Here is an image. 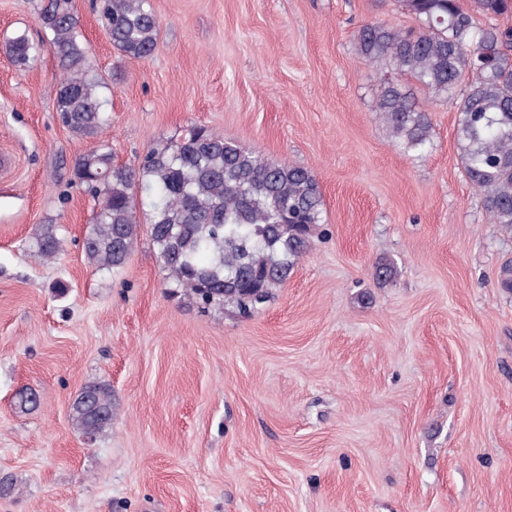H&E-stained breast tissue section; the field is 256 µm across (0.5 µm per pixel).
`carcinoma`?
I'll list each match as a JSON object with an SVG mask.
<instances>
[{
	"instance_id": "obj_1",
	"label": "carcinoma",
	"mask_w": 512,
	"mask_h": 512,
	"mask_svg": "<svg viewBox=\"0 0 512 512\" xmlns=\"http://www.w3.org/2000/svg\"><path fill=\"white\" fill-rule=\"evenodd\" d=\"M396 3L416 26L368 22L354 41L358 57L381 70L376 111L402 149L422 155L433 148L430 110L399 78L452 106L465 175L482 194L490 223L512 230V29L498 24L512 14V0H472L469 10L460 0ZM101 13L123 56L141 60L155 52L160 23L151 0H101ZM37 20L63 72L56 93L60 123L81 138H98L111 121L104 109L111 85L87 67L76 0H39ZM5 51L24 68L41 46L18 31ZM72 177L95 205L81 239L87 261L100 269L123 267L140 237L138 209L147 205L146 234L163 267L174 287L204 310L260 312L325 223L312 169L270 161L204 126L150 147L134 166L116 164L103 140L75 159ZM31 246L54 259L63 239L56 225L44 224ZM397 274L390 259L376 266L380 282ZM39 406L33 391L17 393L20 411ZM113 414L112 388L101 381L86 383L71 405L73 426L89 440L112 426Z\"/></svg>"
}]
</instances>
